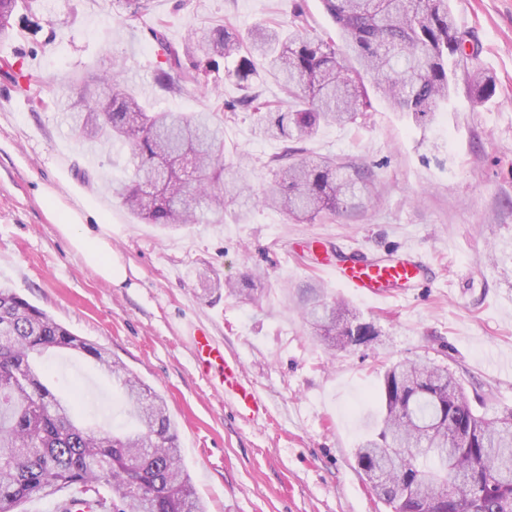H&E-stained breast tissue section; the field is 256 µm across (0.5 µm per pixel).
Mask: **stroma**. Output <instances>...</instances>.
<instances>
[{
    "label": "stroma",
    "mask_w": 512,
    "mask_h": 512,
    "mask_svg": "<svg viewBox=\"0 0 512 512\" xmlns=\"http://www.w3.org/2000/svg\"><path fill=\"white\" fill-rule=\"evenodd\" d=\"M477 61L453 67L448 103L419 125L379 96L355 125H326L307 142L314 157L366 169L377 198L356 210L299 223L260 206L239 217L226 204L220 224L164 230L139 221L112 191L126 180L127 151L91 149L71 130L67 99L33 110L0 74V283L77 336L106 348L167 401L183 464L207 512H388L361 476L355 451L374 424L370 393L396 362L420 356L448 368L477 413L512 411V0H449ZM311 34L338 37L322 0H150L129 19L120 0H33L0 39V65L23 62L51 88L65 76L122 60L119 76L157 110H208L198 92L155 86L160 60L150 29L174 44L215 22L247 33L295 10ZM496 83L473 100L471 74ZM229 161L248 165L253 186L272 180L267 163L281 141L264 137L252 113L225 122ZM88 164L91 180L76 172ZM79 215L78 232L103 237L124 267L118 285L101 278L53 223L47 201ZM418 254L423 288L364 300L326 271L337 254ZM221 281L253 278L252 299L205 291L195 272ZM346 300L378 336L330 351L303 317L308 289ZM206 328L237 358L265 411L238 415L221 387L193 370L188 338ZM39 364L63 397L82 388L83 418L130 425L115 386L88 357L51 351Z\"/></svg>",
    "instance_id": "1"
}]
</instances>
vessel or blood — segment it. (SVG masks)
Here are the masks:
<instances>
[{"label":"vessel or blood","mask_w":512,"mask_h":512,"mask_svg":"<svg viewBox=\"0 0 512 512\" xmlns=\"http://www.w3.org/2000/svg\"><path fill=\"white\" fill-rule=\"evenodd\" d=\"M328 270L339 285L363 298L384 297L388 285L396 282L419 286L425 283L422 262L411 257L376 261L364 254L352 253L329 265ZM190 345L196 373L222 386L240 415L252 417L263 410L261 398L242 377L240 362L227 356L223 345L215 342L206 329H197Z\"/></svg>","instance_id":"b4317fda"}]
</instances>
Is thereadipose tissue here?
Here are the masks:
<instances>
[{
	"instance_id": "obj_1",
	"label": "adipose tissue",
	"mask_w": 512,
	"mask_h": 512,
	"mask_svg": "<svg viewBox=\"0 0 512 512\" xmlns=\"http://www.w3.org/2000/svg\"><path fill=\"white\" fill-rule=\"evenodd\" d=\"M50 213L61 232L71 237L74 248L85 264L108 282L119 283L125 278L123 267L112 258L110 243L102 238L88 239L77 234L78 216L72 209L50 205Z\"/></svg>"
}]
</instances>
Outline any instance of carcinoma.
Masks as SVG:
<instances>
[{
	"mask_svg": "<svg viewBox=\"0 0 512 512\" xmlns=\"http://www.w3.org/2000/svg\"><path fill=\"white\" fill-rule=\"evenodd\" d=\"M343 39L307 33L302 10L291 20L261 23L240 38L228 28L203 26L180 46L163 26L151 29L164 60L154 83L174 95L208 87L212 69L224 71L246 91L239 107L255 116L265 136L291 142L271 159L273 181L254 190L248 168L226 161L224 100L207 112L147 111L108 73L78 80L79 99L67 118L82 141L125 146L133 178L113 189L137 218L163 229L224 223L226 199L244 216L256 205L276 207L295 221L324 219L373 202L370 175L347 174L328 158L307 155L303 143L323 124H354L369 111V91L382 96L415 122L433 120L448 100V60L466 56L448 0H323ZM19 0H0V37L11 31ZM266 71L288 90L282 108L252 92ZM475 102L496 89L481 69L472 73ZM13 81L28 102L46 104L48 86L24 65ZM182 155L193 161L192 183L179 172L161 190L142 185L150 166ZM210 289L246 292L197 270ZM306 321L326 346L344 348V336H376L374 325L341 300L311 290ZM50 348L80 353L112 377L132 428L114 432L75 419L77 398L57 395L42 380L35 358ZM380 417L370 438L356 449L360 473L390 512H418L453 484L470 493L452 512H512V412L477 414L448 370L425 359L392 365L373 391ZM462 428L465 442L448 444V420ZM78 488L110 498L111 512H206L180 463L177 428L163 396L143 384L101 346L75 335L11 288L0 285V512H19L32 498Z\"/></svg>",
	"mask_w": 512,
	"mask_h": 512,
	"instance_id": "cac0c4a2",
	"label": "carcinoma"
}]
</instances>
